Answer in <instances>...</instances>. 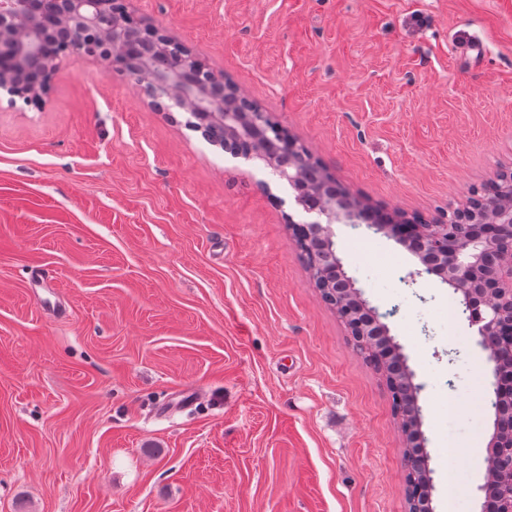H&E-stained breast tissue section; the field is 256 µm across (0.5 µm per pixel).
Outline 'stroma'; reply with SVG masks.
I'll use <instances>...</instances> for the list:
<instances>
[{"label":"stroma","instance_id":"stroma-1","mask_svg":"<svg viewBox=\"0 0 512 512\" xmlns=\"http://www.w3.org/2000/svg\"><path fill=\"white\" fill-rule=\"evenodd\" d=\"M126 4L369 203L432 219L512 169V0ZM301 217L103 61H62L39 108L0 90V512H407L389 391L316 291ZM334 231L421 386L433 512H481L475 328L401 245Z\"/></svg>","mask_w":512,"mask_h":512}]
</instances>
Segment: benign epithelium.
Wrapping results in <instances>:
<instances>
[{"instance_id": "obj_1", "label": "benign epithelium", "mask_w": 512, "mask_h": 512, "mask_svg": "<svg viewBox=\"0 0 512 512\" xmlns=\"http://www.w3.org/2000/svg\"><path fill=\"white\" fill-rule=\"evenodd\" d=\"M67 0V9L51 16L42 14L36 0H0V88L24 102L41 106L48 94L57 63L71 56H87L106 60L118 68L115 49L132 15L118 0ZM141 30L150 35L158 55L171 52L177 41L153 26ZM36 63V75L25 87L15 90L14 73L27 63ZM201 62L192 54L181 56L180 65L166 70H154L137 82L139 89L159 112L169 109L166 101L191 114L195 127L209 137L211 129L224 127V140L217 141L224 151L234 149L232 133L240 129L262 127L265 113L256 112L245 104L248 97L237 94L235 100L223 98V80L211 76L213 87H204L197 78ZM268 168L288 182L295 204L310 221L297 222L288 218V229L312 230L314 237L325 246V260L332 281H341L351 293L350 304L341 308L340 319L350 335L364 336L365 325L380 323V334L396 350L400 346L390 336L389 327L381 322L384 315L363 298L355 281L348 276L336 251L335 224L358 226L366 223V204L357 203L347 209L336 202L315 201L304 188L301 169L281 165L276 157L258 153ZM491 192L508 197L507 204L493 203L475 211L461 210L459 218L441 220L436 224H411L409 219L396 215L391 224H375L373 228L400 244L419 236L430 251L444 259L442 267L422 268L418 274L435 276L448 285L462 303L469 323L477 327V343L486 353L491 387L500 398L512 399V371H507L501 358L512 356V258L498 262L492 276H485V267L494 256L504 251L512 253V173L500 172L493 178ZM500 336V344L490 350L487 336ZM487 458L496 461L490 479L499 494L494 502L499 512H512V439L492 432L486 448Z\"/></svg>"}]
</instances>
